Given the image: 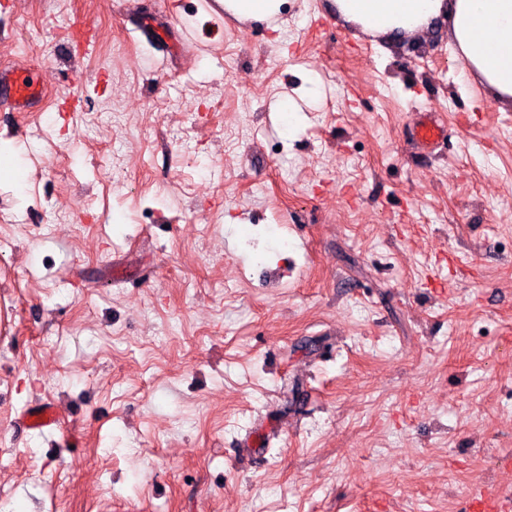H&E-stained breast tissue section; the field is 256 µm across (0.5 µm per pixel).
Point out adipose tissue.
<instances>
[{
	"label": "adipose tissue",
	"mask_w": 512,
	"mask_h": 512,
	"mask_svg": "<svg viewBox=\"0 0 512 512\" xmlns=\"http://www.w3.org/2000/svg\"><path fill=\"white\" fill-rule=\"evenodd\" d=\"M338 12L363 30L424 34L444 14L467 72L497 97L512 100V0H335Z\"/></svg>",
	"instance_id": "obj_1"
}]
</instances>
